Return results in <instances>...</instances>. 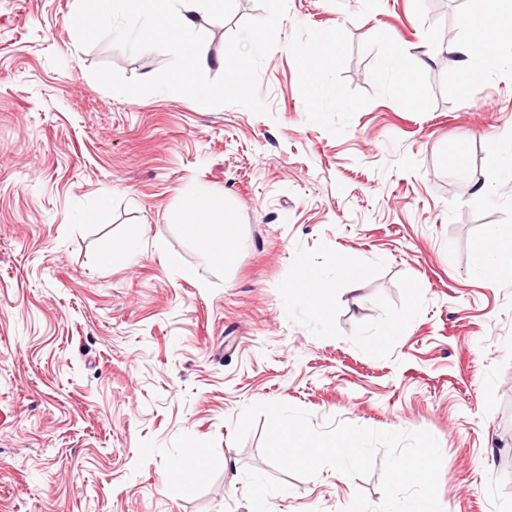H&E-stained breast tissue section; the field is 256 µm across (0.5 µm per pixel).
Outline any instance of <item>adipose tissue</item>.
<instances>
[{
  "instance_id": "obj_1",
  "label": "adipose tissue",
  "mask_w": 512,
  "mask_h": 512,
  "mask_svg": "<svg viewBox=\"0 0 512 512\" xmlns=\"http://www.w3.org/2000/svg\"><path fill=\"white\" fill-rule=\"evenodd\" d=\"M480 10L465 14L462 24L469 32L466 41L455 48L460 57V82L470 85L481 81L499 59L503 40L512 41V0H482ZM139 11L150 20L149 30L169 37L181 61L180 75L168 85L175 96L205 95L213 98L237 90L242 71H233L224 85L210 87L196 82L195 77L209 69L211 58L207 47L194 39L193 32L202 6L212 11L223 10V0H137ZM168 223L180 225L185 233L202 246L205 263L223 268L235 252V237L229 236L224 222V204L212 194L200 191L186 197L171 210ZM490 248L475 269L478 277L489 281L512 274V234L498 227L490 228L485 236Z\"/></svg>"
}]
</instances>
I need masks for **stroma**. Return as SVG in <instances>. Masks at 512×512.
<instances>
[{
  "label": "stroma",
  "mask_w": 512,
  "mask_h": 512,
  "mask_svg": "<svg viewBox=\"0 0 512 512\" xmlns=\"http://www.w3.org/2000/svg\"><path fill=\"white\" fill-rule=\"evenodd\" d=\"M480 6L224 0L195 31L215 61L201 79L246 83L214 99L168 94L178 60L131 15L86 35L75 0H0V512L380 504V469L298 478L263 457L262 428L235 444L242 411L272 402L318 429L428 431L444 512H512V278L473 274L487 227L512 230L494 149L512 136V44L467 90L451 50ZM323 45L316 99L305 57ZM199 191L237 227L219 270L166 221ZM98 207L107 222L84 223ZM306 266L329 316L291 288ZM191 458L205 473L163 486ZM383 40L387 50V65L392 71L394 78L399 79L401 77L400 61L406 53V48L394 33H386L383 36Z\"/></svg>",
  "instance_id": "35a3bbf8"
}]
</instances>
